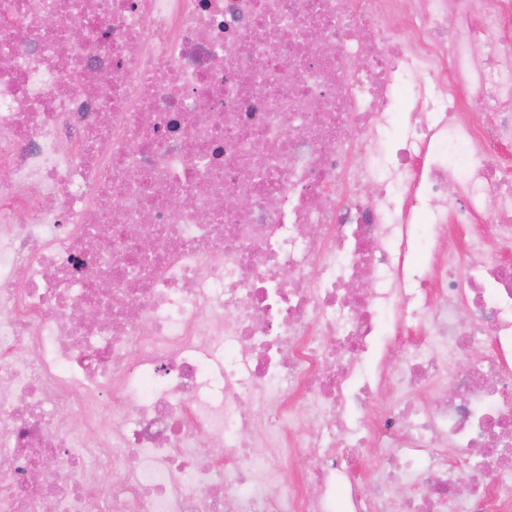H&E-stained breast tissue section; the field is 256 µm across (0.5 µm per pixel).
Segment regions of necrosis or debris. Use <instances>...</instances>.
Listing matches in <instances>:
<instances>
[{"instance_id":"necrosis-or-debris-1","label":"necrosis or debris","mask_w":512,"mask_h":512,"mask_svg":"<svg viewBox=\"0 0 512 512\" xmlns=\"http://www.w3.org/2000/svg\"><path fill=\"white\" fill-rule=\"evenodd\" d=\"M511 148L512 0H0V512H512Z\"/></svg>"}]
</instances>
